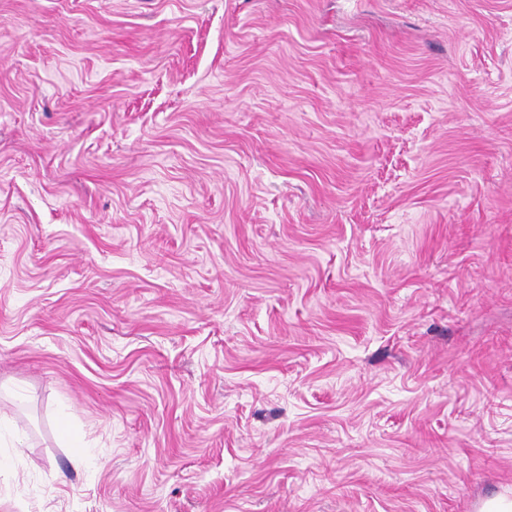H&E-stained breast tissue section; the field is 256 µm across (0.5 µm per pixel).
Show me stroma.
Masks as SVG:
<instances>
[{"label":"stroma","mask_w":512,"mask_h":512,"mask_svg":"<svg viewBox=\"0 0 512 512\" xmlns=\"http://www.w3.org/2000/svg\"><path fill=\"white\" fill-rule=\"evenodd\" d=\"M512 492V0H0V512Z\"/></svg>","instance_id":"obj_1"}]
</instances>
